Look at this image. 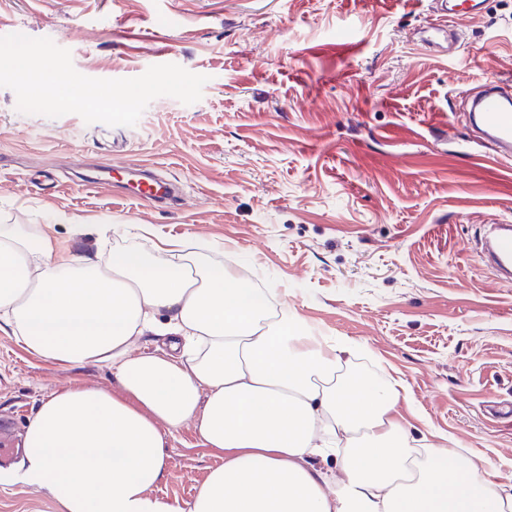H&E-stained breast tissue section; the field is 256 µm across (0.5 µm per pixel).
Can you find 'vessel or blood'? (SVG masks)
I'll return each mask as SVG.
<instances>
[{"label": "vessel or blood", "instance_id": "b4317fda", "mask_svg": "<svg viewBox=\"0 0 512 512\" xmlns=\"http://www.w3.org/2000/svg\"><path fill=\"white\" fill-rule=\"evenodd\" d=\"M466 120L481 141L502 159H512V80L494 78L484 82L470 99ZM128 183L140 198L164 200L174 195L173 185L157 180L142 166L130 167ZM478 257L504 283L512 282V223L492 225L482 239Z\"/></svg>", "mask_w": 512, "mask_h": 512}]
</instances>
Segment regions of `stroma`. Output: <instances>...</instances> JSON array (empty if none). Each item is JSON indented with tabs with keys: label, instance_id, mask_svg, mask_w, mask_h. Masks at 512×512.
Masks as SVG:
<instances>
[{
	"label": "stroma",
	"instance_id": "1",
	"mask_svg": "<svg viewBox=\"0 0 512 512\" xmlns=\"http://www.w3.org/2000/svg\"><path fill=\"white\" fill-rule=\"evenodd\" d=\"M481 3L442 23L433 0H0V36L50 38L82 75L176 64L208 78L198 102L156 98L109 132L21 113L0 88V225L51 231L60 252L101 262L207 241L315 334L348 340L343 371L396 385L410 438L511 492L512 419L494 407L512 402V284L481 265L476 240L512 222V161L474 143L466 120L443 130L479 77L512 75V0ZM137 164L175 201L129 195ZM93 166L112 168V185L80 182ZM72 387L120 390L109 368L44 360L0 323V418L17 440ZM166 455L153 494L169 502L224 463L190 423ZM0 512L57 507L10 467Z\"/></svg>",
	"mask_w": 512,
	"mask_h": 512
}]
</instances>
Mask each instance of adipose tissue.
<instances>
[{
    "instance_id": "1",
    "label": "adipose tissue",
    "mask_w": 512,
    "mask_h": 512,
    "mask_svg": "<svg viewBox=\"0 0 512 512\" xmlns=\"http://www.w3.org/2000/svg\"><path fill=\"white\" fill-rule=\"evenodd\" d=\"M207 249L130 248L99 264L0 225V321L44 360L108 366L125 392L45 399L26 429V484L61 512H512V493L446 449L409 444L394 386L334 385L349 346ZM148 332L169 337L168 352L133 353ZM188 422L224 463L191 501L158 499L166 438Z\"/></svg>"
}]
</instances>
